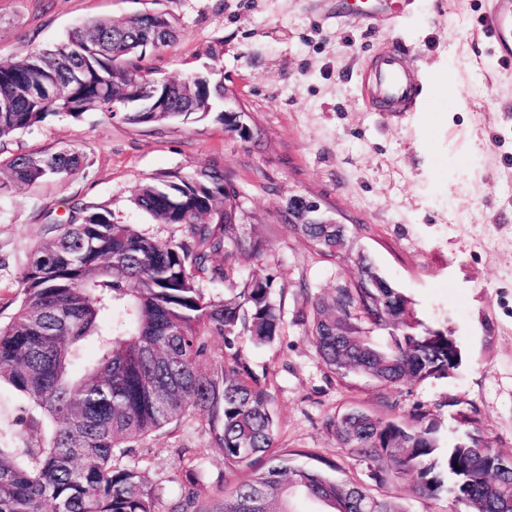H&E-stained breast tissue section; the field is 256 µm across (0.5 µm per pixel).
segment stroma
<instances>
[{"label":"stroma","instance_id":"1","mask_svg":"<svg viewBox=\"0 0 512 512\" xmlns=\"http://www.w3.org/2000/svg\"><path fill=\"white\" fill-rule=\"evenodd\" d=\"M339 0H0V60L55 44L99 18L165 12L178 37L149 57L157 76L178 80L204 69L212 50L226 85L251 113L259 137L245 142L208 118L132 125L91 110L49 117L18 136L13 153L81 149L84 167L0 198V321L13 313L18 277L52 219L72 202L110 209L159 241L177 226L155 223L133 202L140 183L160 174L216 168L241 192L245 223L266 256L250 273L287 281L281 311L289 327L274 345H239L274 395L280 446L293 465L335 460L336 479L361 478L363 465L324 423L361 410L378 419L430 412L448 448L467 429L512 456V71L502 68L484 26L488 0H405L397 17L338 16ZM418 76L413 106L391 117L371 111L374 60L392 48ZM335 211L377 269L410 297L427 325L447 328L462 363L452 375L404 387L361 375L339 380L324 366L295 317L306 295L331 294L350 268L295 242L281 218L290 195ZM306 279L310 292L298 290ZM469 414L473 427L460 424ZM46 426L26 400L0 381V447L37 448ZM196 449L200 498L219 499L230 476L200 417H184L142 441L135 462L148 482L177 495L176 455ZM379 495L409 512H468L448 495L415 491L413 477H392Z\"/></svg>","mask_w":512,"mask_h":512}]
</instances>
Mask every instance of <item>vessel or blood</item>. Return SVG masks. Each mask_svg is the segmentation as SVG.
I'll return each mask as SVG.
<instances>
[{
    "label": "vessel or blood",
    "instance_id": "vessel-or-blood-1",
    "mask_svg": "<svg viewBox=\"0 0 512 512\" xmlns=\"http://www.w3.org/2000/svg\"><path fill=\"white\" fill-rule=\"evenodd\" d=\"M486 27L501 64L512 66V0H489ZM416 89L405 62L397 55H380L374 68L369 104L393 112L411 103Z\"/></svg>",
    "mask_w": 512,
    "mask_h": 512
}]
</instances>
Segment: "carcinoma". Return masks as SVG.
Segmentation results:
<instances>
[{"label": "carcinoma", "mask_w": 512, "mask_h": 512, "mask_svg": "<svg viewBox=\"0 0 512 512\" xmlns=\"http://www.w3.org/2000/svg\"><path fill=\"white\" fill-rule=\"evenodd\" d=\"M175 37L165 12L97 19L51 48L1 62L0 99L11 108L0 111V151L50 115L78 119L93 109L144 126L213 114L251 141L233 113L219 110L226 87L216 66L168 80L145 65ZM64 83L66 99L51 102ZM84 164L72 147L0 159V196ZM239 197L226 175L203 168L138 188L135 205L156 223L177 226V239L160 242L80 202L70 205L66 222L51 225L54 235L33 249L21 272L15 311L0 324V379L25 397L48 433L42 447L22 454L0 448V512H297L292 500L299 493L333 512H407L362 482L288 465L270 386L248 368L238 346L246 337L265 347L285 331L272 300L275 276L245 275L265 249L240 223ZM282 217L289 234L324 260L350 254L351 270L332 294L312 297L306 279L299 280L307 307L294 324L331 373L362 374L384 386L448 377L454 359L448 330L424 325L409 298L335 225L296 224L288 210ZM215 286L224 294L211 292ZM376 331L389 337L386 346L371 339ZM89 339L98 357L75 376L72 356ZM186 413L205 419L226 467L249 472L206 507L199 457L179 448L181 492L164 510L162 488L130 459L139 442ZM325 428L379 485L392 475L413 476L423 497L445 492L470 512H512V460L476 433L440 457V425L425 412L378 420L351 411L328 419ZM383 459L392 471L378 467Z\"/></svg>", "instance_id": "cac0c4a2"}]
</instances>
